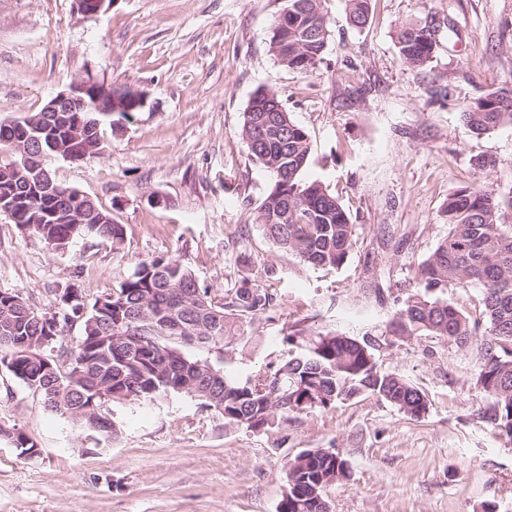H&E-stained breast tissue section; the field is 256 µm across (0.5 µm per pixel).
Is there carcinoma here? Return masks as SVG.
Segmentation results:
<instances>
[{
  "label": "carcinoma",
  "instance_id": "obj_1",
  "mask_svg": "<svg viewBox=\"0 0 512 512\" xmlns=\"http://www.w3.org/2000/svg\"><path fill=\"white\" fill-rule=\"evenodd\" d=\"M351 26L369 23L370 0H347ZM330 37L322 0H286L274 21L269 49L284 68L303 75L319 71ZM399 53L412 66H422L437 48L433 22L404 26L397 35ZM282 104L278 93L259 90L243 112L241 136L253 161L273 178L258 207L264 235L278 247L314 268L343 265L355 243L354 226L339 199L320 180L303 177L310 157L305 129L286 109L261 112L267 97ZM116 106L100 115L61 112L54 124L42 128V144L65 148L78 136L103 138L104 131L132 118L135 95L129 89L112 92ZM39 113L27 116L13 128H0V152L14 150L13 143L33 135L40 126ZM460 119L468 132L481 135L495 127L512 125V91L480 94ZM15 160L0 164V196L24 197L37 215L28 232L46 243L93 237L116 248L123 242V225L101 222L97 210L88 224H75L71 205L58 201L54 178L37 182L27 171L14 169ZM498 205L484 184L461 188L448 197L444 209L448 234L437 244L419 270L423 291L396 300L391 321L393 336L423 333L459 349H476L477 383L493 399L488 421L512 438V225L498 223ZM483 287L481 319L470 321L443 297L448 287L462 282ZM14 302L16 315L6 328L0 324V362L9 360L12 375L29 389L42 386V365L17 354L6 341L40 336H64L68 324L81 321V334L73 346H44L34 352L45 356L61 378L63 390L50 403V412L63 417L76 405L75 395L85 392L71 375L90 347L114 337L112 365L102 380L112 383V402L146 401L177 392L197 397L222 415L228 424L262 430L276 418L327 408L338 401L369 392L405 414L420 417L429 408L424 392L396 373L381 369L375 345L332 331L305 339L285 328L283 342L295 348L289 359H275L265 370L244 379L231 377L207 360L192 358L187 349L224 350L243 338L245 328L260 319H272L276 295L256 279L243 277L219 297L203 287L176 259L154 258L140 262L112 300L99 308L92 303L79 318L81 303L59 302L48 325L45 314L29 310L17 295L1 293L0 306ZM31 311V318L23 312ZM350 469L344 459L327 449L302 452L288 463V490L278 512H328L324 491L346 481Z\"/></svg>",
  "mask_w": 512,
  "mask_h": 512
}]
</instances>
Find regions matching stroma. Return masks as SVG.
Returning a JSON list of instances; mask_svg holds the SVG:
<instances>
[{
    "mask_svg": "<svg viewBox=\"0 0 512 512\" xmlns=\"http://www.w3.org/2000/svg\"><path fill=\"white\" fill-rule=\"evenodd\" d=\"M285 5L112 0L87 20L75 0H0V123L88 76L146 95L131 123L107 132L103 155L49 164L122 224L120 248L87 237L55 250L0 215V292L51 314L65 291L93 303L145 259L178 260L219 295L249 275L276 290L275 318L254 323L248 343L207 353L215 368L245 376L286 356V323L307 337L369 336L382 370L426 394L427 413L363 393L252 431L171 392L111 404L114 433L91 438L0 364V512H277L288 460L312 448L351 468L326 488L329 512H512V438L484 418L491 401L473 354L385 333L395 299L419 290V266L448 233L449 195L485 180L500 223L512 224V125L477 136L459 118L480 93L512 89V0H373L362 30L345 0H323L331 36L312 77L269 50ZM426 20L438 47L414 67L396 36ZM260 89L278 92L308 133L306 177L350 215L355 244L341 268L307 267L257 226L272 179L240 130ZM13 429L39 454L21 455Z\"/></svg>",
    "mask_w": 512,
    "mask_h": 512,
    "instance_id": "1",
    "label": "stroma"
}]
</instances>
